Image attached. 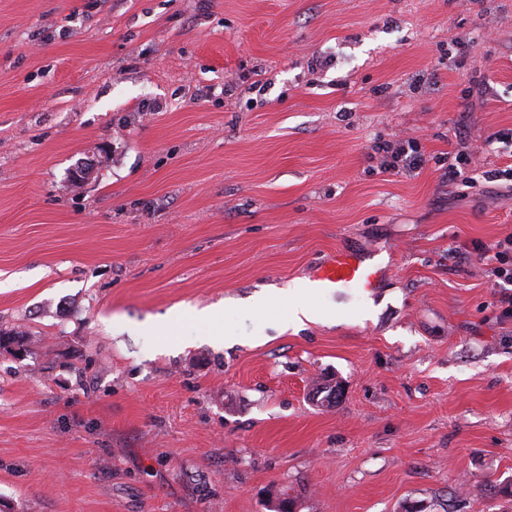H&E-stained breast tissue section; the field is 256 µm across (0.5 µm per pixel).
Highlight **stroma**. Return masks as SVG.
<instances>
[{
  "label": "stroma",
  "instance_id": "stroma-1",
  "mask_svg": "<svg viewBox=\"0 0 512 512\" xmlns=\"http://www.w3.org/2000/svg\"><path fill=\"white\" fill-rule=\"evenodd\" d=\"M510 167L512 0H0V512H512ZM422 154L418 150V144L414 140L407 141V148L400 146L391 151L390 160L385 164L386 172L410 173L423 164ZM509 248L510 250L512 248V239L510 238L504 240V242L498 241L496 244L491 246L475 244L473 246V253L476 255L480 262L488 266L493 260L502 261L504 254L507 250H509ZM383 280L381 269L369 264L363 253L339 251L318 270L316 281L324 288L356 284L367 291L380 288ZM281 293L288 296V327L301 328L306 322L318 321V315L312 305L314 288L302 280H294Z\"/></svg>",
  "mask_w": 512,
  "mask_h": 512
}]
</instances>
